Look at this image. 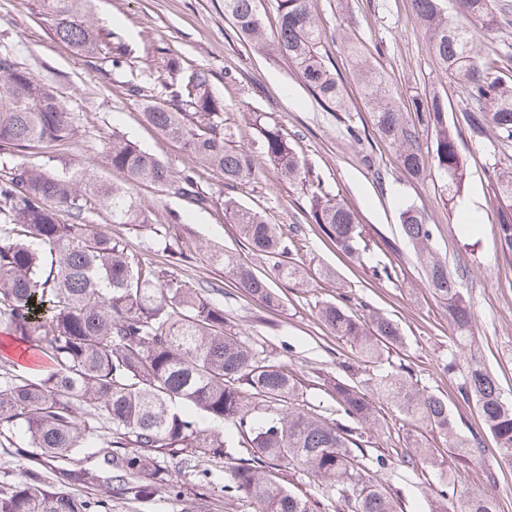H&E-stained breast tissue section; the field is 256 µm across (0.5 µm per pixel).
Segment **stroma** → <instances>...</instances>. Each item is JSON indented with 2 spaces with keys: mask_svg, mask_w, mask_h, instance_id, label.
Instances as JSON below:
<instances>
[{
  "mask_svg": "<svg viewBox=\"0 0 512 512\" xmlns=\"http://www.w3.org/2000/svg\"><path fill=\"white\" fill-rule=\"evenodd\" d=\"M315 8L323 30L319 51L333 60L344 83L342 112L322 107L296 67L271 47L238 39L224 16V0H94L93 21L119 33L131 50L129 65L105 77L87 58L54 39L34 0H0V50L9 49L22 68L50 83L78 126L71 139L32 149L24 159L59 174L79 168L119 183L122 175L105 160L106 139L117 130L141 148L163 155L175 170L196 167L186 147L166 140L145 121L140 102L128 95L127 86L140 83L162 94L167 63L173 58L186 68L210 70L211 92L223 102L224 124L237 143L257 146L264 126H277L287 134L323 189L348 204L374 239L395 246L398 284L373 279L341 253L311 218L309 190L282 179L275 164L261 154L255 178L238 185L233 194L268 223L283 225L293 256L313 277L308 288L277 285L280 308H267L227 287L223 271L208 262L203 251L207 244L238 253L254 266L262 264L216 208L199 209L174 191L142 185L136 193L151 210V226L113 225L103 212L92 214L93 223L110 224L113 236L163 270L172 262L154 229L168 224L170 212L188 213L190 224L176 231L183 242L184 257L177 264L183 280L197 290L217 289L226 319L304 376V397L313 403L326 399L320 376L335 374L337 362H358L314 309L316 302L337 298L339 285H346L354 301L366 302L399 325L405 345L394 354V362L410 367L447 400L460 414L461 428L475 426L474 411L458 403L455 380L442 370L449 345L448 315L427 287L415 252L403 237L399 213L407 205L422 209L437 227V252L447 256L450 266H466L464 288L476 339L503 395L512 397V255L503 254L497 245V202L489 187L491 142L467 136L460 142L467 168L463 196L480 201L469 222L461 205L447 204L437 177L416 180L400 169L395 148L372 129L368 106L349 74L345 44L351 41L390 85L410 95L440 91L448 99L449 120L459 118L462 97L439 71L410 0H315ZM349 124L360 129V139L346 133ZM323 266L336 272V280L317 278ZM483 443L480 465L460 466L448 454L442 466L415 472L397 467L376 479L402 492L406 512H428L427 496L443 476L461 486L487 488L497 496L501 512H512V470L498 465L491 436H484Z\"/></svg>",
  "mask_w": 512,
  "mask_h": 512,
  "instance_id": "1",
  "label": "stroma"
}]
</instances>
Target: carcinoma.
<instances>
[{
	"label": "carcinoma",
	"instance_id": "carcinoma-1",
	"mask_svg": "<svg viewBox=\"0 0 512 512\" xmlns=\"http://www.w3.org/2000/svg\"><path fill=\"white\" fill-rule=\"evenodd\" d=\"M53 36L99 63L118 69L130 50L117 33L89 19L90 0H36ZM262 0H224V16L238 37L267 43ZM435 60L465 104L461 121L473 138L494 135L491 190L498 200L497 241L512 254V86L487 62L480 33L496 26L494 0H411ZM272 47L292 62L325 107L345 110L343 82L321 58V27L313 0H276ZM175 88L162 99L132 84L145 120L163 137L190 147L198 164L216 171L227 192L216 202L192 170L175 172L159 155L112 131L106 159L125 184L107 183L83 169L57 174L15 161L26 149L76 133L74 113L46 82L0 52V332L51 363L44 376L0 361V447L26 463L17 482H0V512H112V502L151 505L165 490L182 512H211L215 490L247 498L252 512H403L401 497L373 474L400 466L437 464L434 440L458 451L461 464L478 463L482 439L465 435L448 402L397 365L403 341L392 319L349 299L316 303L317 318L354 348L369 370L346 362L324 379L331 404L304 399L303 380L226 321L224 306L187 286L177 268L157 270L112 233L87 218L104 211L112 224H148L141 184L178 187L200 209L220 206L236 225L258 270L219 247L209 260L236 288L268 307L280 305L273 285L300 278L288 238L230 191L255 175L253 150L224 131V105L210 91L211 74L168 62ZM353 77L370 104L371 124L395 145L403 171L414 179L438 173L450 204L463 195L466 168L459 129L448 123V99L438 92L403 104L373 65L354 61ZM431 130L423 149L419 126ZM260 150L290 183L303 180L304 162L276 126L262 131ZM311 217L345 255L369 265L374 278L399 281L385 250L366 234L356 214L314 185ZM71 222L61 219V213ZM428 288L448 313L452 344L443 371L457 378L460 399L472 407L496 444L499 463L512 468V400L473 349L466 269L448 268L434 248L437 226L413 205L399 216ZM403 414L407 447L390 455L372 450L370 434L384 430L379 405ZM204 416L210 426L200 424ZM228 462L224 474L214 466ZM302 473L316 492L291 487L280 467ZM197 492L182 500L183 478ZM429 512H499L486 490L444 482Z\"/></svg>",
	"mask_w": 512,
	"mask_h": 512
}]
</instances>
